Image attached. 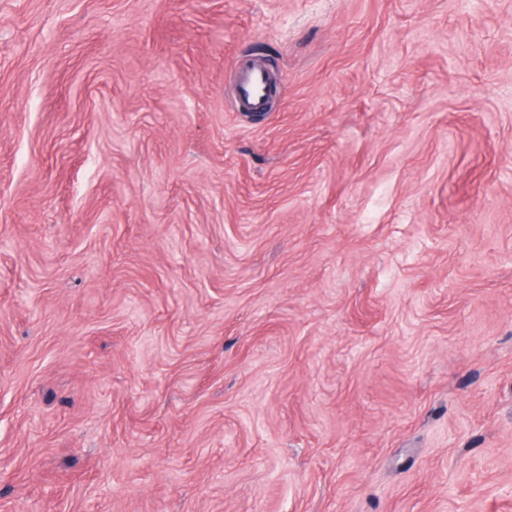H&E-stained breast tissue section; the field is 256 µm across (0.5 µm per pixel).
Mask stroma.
<instances>
[{
	"label": "stroma",
	"mask_w": 512,
	"mask_h": 512,
	"mask_svg": "<svg viewBox=\"0 0 512 512\" xmlns=\"http://www.w3.org/2000/svg\"><path fill=\"white\" fill-rule=\"evenodd\" d=\"M0 512H512V0H0ZM267 81L263 68L257 63L242 71L241 93L235 102L238 111L261 109L266 96Z\"/></svg>",
	"instance_id": "35a3bbf8"
}]
</instances>
